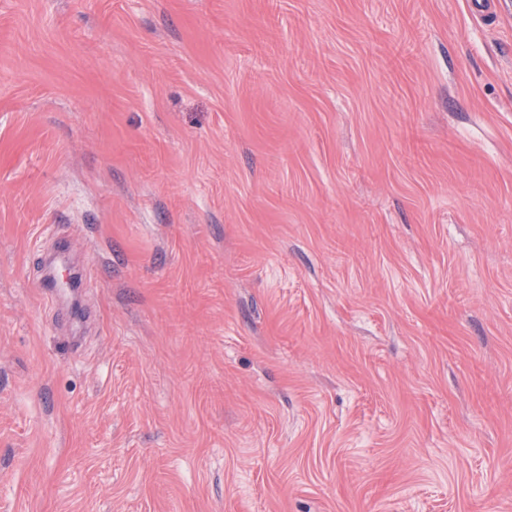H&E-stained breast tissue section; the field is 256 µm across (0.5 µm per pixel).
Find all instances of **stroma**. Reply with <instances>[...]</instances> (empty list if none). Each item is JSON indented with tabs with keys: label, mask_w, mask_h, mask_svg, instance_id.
<instances>
[{
	"label": "stroma",
	"mask_w": 512,
	"mask_h": 512,
	"mask_svg": "<svg viewBox=\"0 0 512 512\" xmlns=\"http://www.w3.org/2000/svg\"><path fill=\"white\" fill-rule=\"evenodd\" d=\"M0 512H512V0H0Z\"/></svg>",
	"instance_id": "1"
}]
</instances>
